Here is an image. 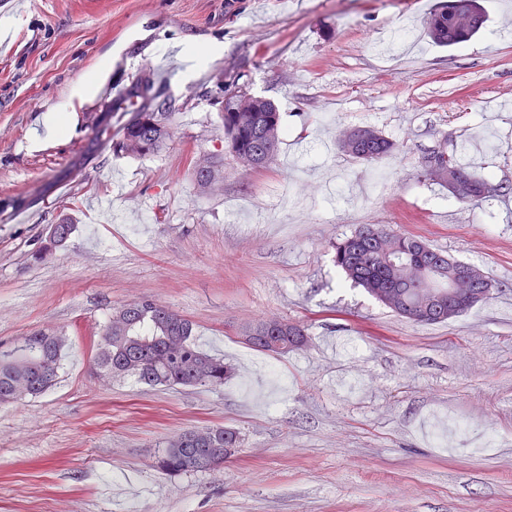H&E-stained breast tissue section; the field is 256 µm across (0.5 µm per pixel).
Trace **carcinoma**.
I'll return each instance as SVG.
<instances>
[{"instance_id":"carcinoma-1","label":"carcinoma","mask_w":512,"mask_h":512,"mask_svg":"<svg viewBox=\"0 0 512 512\" xmlns=\"http://www.w3.org/2000/svg\"><path fill=\"white\" fill-rule=\"evenodd\" d=\"M486 23L479 0H440L426 20L430 40L453 47L476 36ZM228 95L225 111L219 113L224 136L235 157L248 169L268 167L276 156L283 129L279 106L271 99H252L242 90H224ZM123 112L107 109L90 113L91 128L85 153L110 151L118 156L146 158L158 154L174 136L175 106L162 96L153 79L140 75L127 92ZM371 136L354 145L339 138L344 155L371 163L400 151L401 143L372 126ZM445 164V172L428 169L433 157ZM223 164L199 154L192 155L189 175L197 188L213 192L219 188ZM421 176L441 186L453 177L457 187L451 195L463 205H473L507 192L512 184H497L474 175L455 154L433 152L424 158ZM76 226L67 218L49 225L47 235L34 253L38 261L52 258L74 233ZM439 250L416 236L399 235L382 224H366L354 235L334 245V262L354 285L409 319L410 312L422 311L419 323L448 321V269L438 267L431 277L443 292V299L425 308L427 297L407 283L412 270L435 263ZM97 364L113 378L134 376L148 386H222L232 373L224 359L199 349L193 340V322L152 299L123 303L113 308L97 332ZM307 328L299 323L278 319L263 320L246 331L245 342L259 350L286 354L306 342ZM66 340L59 330L44 328L0 343V405L12 404L21 396L37 397L58 380ZM224 427H203L184 431L165 442L158 459L159 468L168 474L192 472L195 467L182 459L187 437L203 440L221 465L229 458L227 449L236 448L240 436L229 441Z\"/></svg>"}]
</instances>
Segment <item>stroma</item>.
<instances>
[{"instance_id": "35a3bbf8", "label": "stroma", "mask_w": 512, "mask_h": 512, "mask_svg": "<svg viewBox=\"0 0 512 512\" xmlns=\"http://www.w3.org/2000/svg\"><path fill=\"white\" fill-rule=\"evenodd\" d=\"M437 0H23L0 15V342L36 328L68 338L57 385L0 405V512H512V195L465 206L420 175L434 151L512 182V0L454 48L423 21ZM220 55L197 65L195 47ZM179 110L158 155L82 150L83 116L163 56ZM96 78L84 95L74 91ZM231 86L276 101L287 129L269 167L227 149L213 100ZM66 119L37 140L51 111ZM371 125L402 152L363 163L338 148ZM224 163L202 195L187 153ZM71 194L54 191L72 164ZM34 223L11 214L38 189ZM76 226L48 262L50 224ZM365 224L425 239L480 267L492 296L442 324L399 318L345 281L333 245ZM191 320L201 349L235 374L223 386L150 387L107 378L95 334L140 298ZM309 327L301 349L259 351L246 328ZM237 431L220 468L170 475L156 458L193 427Z\"/></svg>"}]
</instances>
